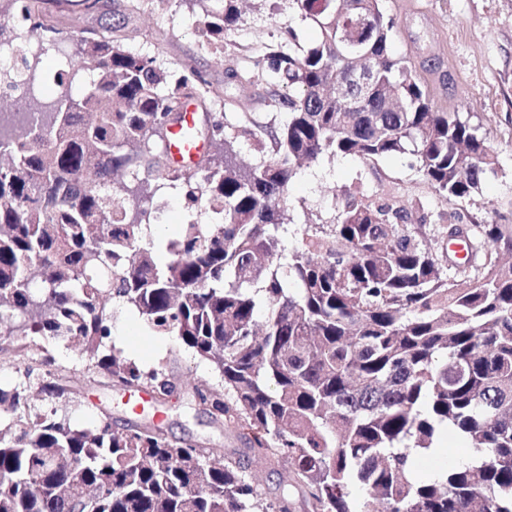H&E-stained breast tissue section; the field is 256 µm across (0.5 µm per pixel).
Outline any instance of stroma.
Returning a JSON list of instances; mask_svg holds the SVG:
<instances>
[{"label": "stroma", "instance_id": "1", "mask_svg": "<svg viewBox=\"0 0 512 512\" xmlns=\"http://www.w3.org/2000/svg\"><path fill=\"white\" fill-rule=\"evenodd\" d=\"M381 5L384 13L395 19V52L424 75L431 63H441L447 78L432 81L435 102L447 111L461 113L497 146V168L487 174L479 193L459 203L446 201L431 188L419 175L411 155L375 162L350 156L322 157L298 170L291 181L286 247L298 244L310 214H341L347 191L356 186L365 195L404 206L415 224H444L451 218L460 224L512 220V0H381ZM195 26L189 9L167 0L140 14L138 33L128 45L159 55L169 67L190 65L200 70L212 86L225 88L234 99L228 117L244 110L265 119L262 87L228 81L215 54L201 50ZM287 26L297 31L301 43L316 38L314 29L287 10L271 14L247 11L237 29L226 35L225 49L236 55L239 66H251L261 57L264 44ZM114 311L112 340L140 367H156L169 352L180 351L175 338L147 332L136 312L123 305L115 306ZM180 353L182 385L162 406L169 439L238 453L246 462L247 474L259 481L263 491H277L279 471L267 467L251 451L248 438L226 431L192 399V386L216 384L212 368L190 352ZM36 357L54 378L82 383L83 403L73 414L76 423L91 424L104 411L118 428L142 421V414L133 412L123 390L84 381L85 360L77 352L48 343Z\"/></svg>", "mask_w": 512, "mask_h": 512}]
</instances>
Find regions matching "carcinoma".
<instances>
[{
	"label": "carcinoma",
	"mask_w": 512,
	"mask_h": 512,
	"mask_svg": "<svg viewBox=\"0 0 512 512\" xmlns=\"http://www.w3.org/2000/svg\"><path fill=\"white\" fill-rule=\"evenodd\" d=\"M155 1L166 2L120 0L116 22L94 25L99 0H7L0 46L18 65L0 87L27 85L28 115L0 99V341L22 375L0 385V512H292L290 488L312 512H512V223L467 225L471 259L450 267L429 242L448 225L407 224L405 207L350 190L341 221L308 224L284 248L288 187L305 163L408 153L461 202L494 170L495 148L393 55L379 0H283L316 40L290 29L265 46L264 70L225 71L265 83L264 101L287 117L243 112L234 125L213 111L225 91L200 72L127 48L131 19ZM73 2L86 23L65 33L48 17ZM187 2L201 48L226 62L243 0ZM34 37L75 45L58 75L67 92L37 86ZM359 64L372 71L364 92L324 97ZM187 102L206 113L194 133L219 157L185 168L163 144ZM168 188L206 222L166 237L161 265L144 240ZM116 302L213 366L221 384L192 396L281 468L278 497L241 458L173 442L159 424L117 429L106 412L72 421L81 390L36 373L44 342L77 350L91 381L161 402L179 386L174 361L145 370L115 349ZM445 427L474 459L416 473L412 455Z\"/></svg>",
	"instance_id": "carcinoma-1"
}]
</instances>
